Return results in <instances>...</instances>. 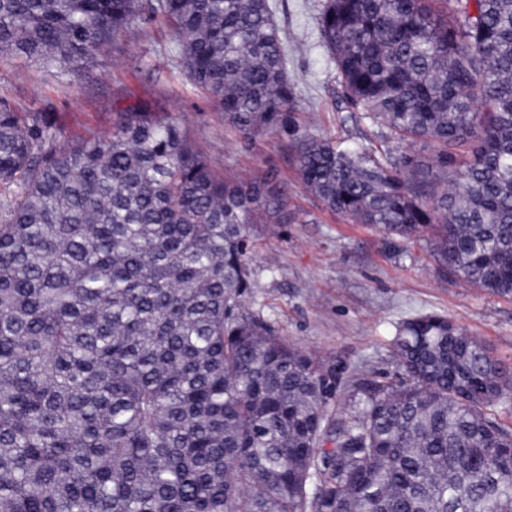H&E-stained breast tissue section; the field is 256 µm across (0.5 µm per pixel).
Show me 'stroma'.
Masks as SVG:
<instances>
[{"label": "stroma", "instance_id": "1", "mask_svg": "<svg viewBox=\"0 0 512 512\" xmlns=\"http://www.w3.org/2000/svg\"><path fill=\"white\" fill-rule=\"evenodd\" d=\"M322 0H275L288 36L300 133L391 149L384 126L350 117L336 67L320 42ZM49 119L62 143L111 133L117 106L153 99L182 126L225 178L272 171L288 190V221L252 224L251 310L277 336L343 367L340 405L355 382L399 379L390 340L397 323L422 314L448 317L512 363V298H502L441 269L428 237L394 241L378 229L325 210L300 182L289 138L263 132L246 139L188 82L170 29L159 20L134 25L97 66L60 79L0 53V97Z\"/></svg>", "mask_w": 512, "mask_h": 512}]
</instances>
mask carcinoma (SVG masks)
Returning a JSON list of instances; mask_svg holds the SVG:
<instances>
[{
	"mask_svg": "<svg viewBox=\"0 0 512 512\" xmlns=\"http://www.w3.org/2000/svg\"><path fill=\"white\" fill-rule=\"evenodd\" d=\"M272 0H0V52L59 77L160 17L243 137H291L322 206L512 298V0H323L350 107L431 159L298 134ZM0 98V512H512V366L439 315L396 326L404 380L359 387L246 307L276 175L216 173L148 102L56 145Z\"/></svg>",
	"mask_w": 512,
	"mask_h": 512,
	"instance_id": "cac0c4a2",
	"label": "carcinoma"
}]
</instances>
